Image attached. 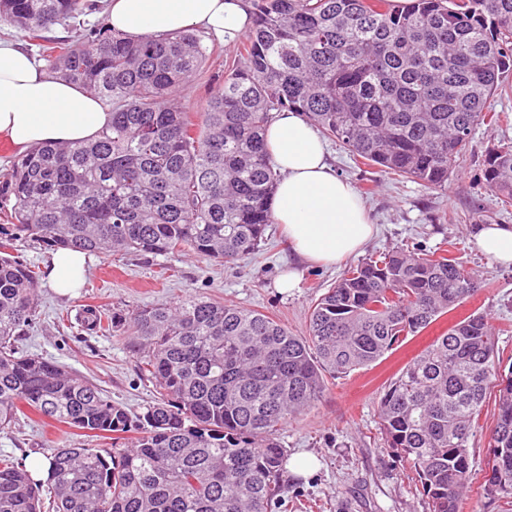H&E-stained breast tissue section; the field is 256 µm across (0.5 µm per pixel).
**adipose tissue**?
Segmentation results:
<instances>
[{"label":"adipose tissue","instance_id":"1","mask_svg":"<svg viewBox=\"0 0 512 512\" xmlns=\"http://www.w3.org/2000/svg\"><path fill=\"white\" fill-rule=\"evenodd\" d=\"M109 25L128 37L201 28L232 40L251 26L247 0H110ZM112 114L90 90L46 72L19 44L0 41V138L18 150L96 138ZM265 143L280 174L272 202L292 251L305 262L330 266L359 253L374 233L353 186L336 175L323 139L299 113L280 112ZM471 238L495 264L512 266V225L477 224ZM88 257L58 250L48 277L62 296L81 288Z\"/></svg>","mask_w":512,"mask_h":512}]
</instances>
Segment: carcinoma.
Segmentation results:
<instances>
[{
    "instance_id": "cac0c4a2",
    "label": "carcinoma",
    "mask_w": 512,
    "mask_h": 512,
    "mask_svg": "<svg viewBox=\"0 0 512 512\" xmlns=\"http://www.w3.org/2000/svg\"><path fill=\"white\" fill-rule=\"evenodd\" d=\"M252 28L200 109L177 99L210 58L191 30L131 40L81 26L90 0H0L50 70L105 101L95 140L34 146L0 182V432L23 409L132 446L53 448L47 489L0 460V512H272L288 492L279 429L309 410L325 374L369 367L471 298L477 279L445 253L396 250L344 271L313 304L308 335L198 295L102 314L85 328L130 337L158 399L138 416L16 338L36 315V272L9 253L25 237L110 255L190 251L231 264L273 223L280 174L265 147L274 113L299 112L356 158L431 189L472 148L489 99L509 95L512 0H250ZM73 39L46 36L56 26ZM485 187L512 207V143L491 145ZM495 422L486 494L512 499V368L485 316L453 324L392 380L378 408L387 446L428 512H462L469 448L487 393Z\"/></svg>"
}]
</instances>
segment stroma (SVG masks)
I'll return each instance as SVG.
<instances>
[{
	"instance_id": "35a3bbf8",
	"label": "stroma",
	"mask_w": 512,
	"mask_h": 512,
	"mask_svg": "<svg viewBox=\"0 0 512 512\" xmlns=\"http://www.w3.org/2000/svg\"><path fill=\"white\" fill-rule=\"evenodd\" d=\"M498 121L477 125L473 149L444 189L392 175L353 159L339 142L328 141L337 175L348 179L370 210L376 234L363 255L331 267L301 266L291 291L277 281L295 259L280 225L267 230L260 250L235 265H218L191 253L174 255L94 256L82 288L72 298L58 297L48 284V249L28 239L15 241L12 255L39 274L38 314L21 350L55 361L96 383L130 414L143 413L155 391L140 369V358L127 337L85 331L78 316L96 305L125 309L184 300L201 294L228 305L254 309L278 318L297 336L307 333L309 308L333 286L343 271L363 256L399 249L449 250L480 281L481 287L462 307L439 318L429 329L409 338L398 351L368 368L328 379L321 398L278 437L289 456L313 455L317 468L309 474L285 472L288 496L279 512H428L416 481L408 478L380 431L378 398L396 372L459 318L486 315L496 332L502 367L512 366V267L499 266L471 242L475 224H511L512 209L502 210L483 187L487 146L512 142V95L489 103ZM493 404H486L470 449L473 480L463 498V512H512V503L486 495L484 462ZM96 437L33 413L19 416L0 433V458L21 460L46 456L52 448H99Z\"/></svg>"
}]
</instances>
